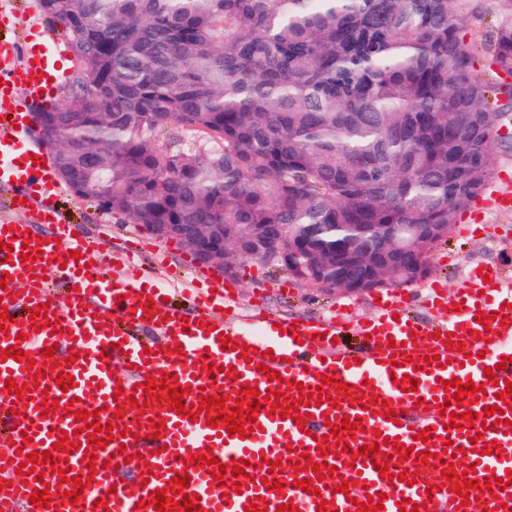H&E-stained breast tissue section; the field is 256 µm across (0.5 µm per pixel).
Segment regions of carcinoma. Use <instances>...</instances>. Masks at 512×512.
I'll return each instance as SVG.
<instances>
[{
    "instance_id": "carcinoma-1",
    "label": "carcinoma",
    "mask_w": 512,
    "mask_h": 512,
    "mask_svg": "<svg viewBox=\"0 0 512 512\" xmlns=\"http://www.w3.org/2000/svg\"><path fill=\"white\" fill-rule=\"evenodd\" d=\"M466 2L42 0L73 64L40 138L72 193L135 224L278 243L289 225V276L398 288L496 176L512 111V83L474 69ZM501 14L489 66L512 77V0ZM172 127L195 139L161 141Z\"/></svg>"
}]
</instances>
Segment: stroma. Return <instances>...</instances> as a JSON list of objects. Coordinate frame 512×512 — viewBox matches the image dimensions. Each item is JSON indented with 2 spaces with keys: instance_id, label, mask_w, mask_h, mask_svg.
<instances>
[{
  "instance_id": "1",
  "label": "stroma",
  "mask_w": 512,
  "mask_h": 512,
  "mask_svg": "<svg viewBox=\"0 0 512 512\" xmlns=\"http://www.w3.org/2000/svg\"><path fill=\"white\" fill-rule=\"evenodd\" d=\"M2 4L13 10L14 18L10 27L0 30V36L14 42L18 57H25L45 34L63 31L61 23L44 13L41 0H0ZM469 5L463 21L466 38L477 51L476 69L490 81L494 75L486 68L484 51L500 16V2L470 0ZM58 206L69 214L74 232L92 241H107V249L89 252L91 266L107 267L112 254L130 247L134 225L127 216L102 209L69 192L59 200ZM430 264L427 280L402 290L410 301L411 315L420 318L430 315L427 301L432 294V282L442 284L444 297L450 299L471 266L494 265L512 272V211H485L475 227L470 224L469 214H462L448 240L432 251ZM221 276L233 285L238 311L242 314L264 309L276 316L312 323L327 314L330 307L338 305L347 309L352 322L370 318L377 311L374 293L324 292L258 260L236 261Z\"/></svg>"
}]
</instances>
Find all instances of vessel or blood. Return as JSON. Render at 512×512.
<instances>
[{"mask_svg":"<svg viewBox=\"0 0 512 512\" xmlns=\"http://www.w3.org/2000/svg\"><path fill=\"white\" fill-rule=\"evenodd\" d=\"M15 47L0 42V187L11 189L14 197L8 212L0 214V273L11 274L6 289H0V305L12 318L0 331V352L18 346L29 355L26 363L7 358L0 362V512H47L31 503L30 496L39 483H47L51 493L72 491V483L60 482L58 475L46 474L43 481L23 484L14 475L28 454L43 452L57 443L59 431L77 434L79 450L68 456L73 475L87 483L78 503L60 505L58 512H156L151 493L167 488L179 475L190 476L185 495L195 496L203 512H245L246 506L265 500L268 512L293 503L297 512H317L326 502V512H357V506L369 498L383 496V512H401L400 501L410 499L419 512H457L465 506L476 512L477 505H463L459 494L451 492L450 480L442 479L443 470L466 473L483 480L505 477L512 470V457L489 453L491 443L512 445V425H504L503 414H495V424L458 429L438 410L446 395L444 383L453 379L483 385V392L464 398V411L483 413L496 405L499 384L512 380V280L499 268L487 266L470 270L453 300L435 297L431 320L422 322L410 316L402 295L382 296L378 316L358 323L357 330L367 346L354 354L337 343L342 333L338 317L304 324L292 319H274L263 315L239 317L231 306L232 292L223 279L211 276L210 295L191 301L188 309L176 308L167 299L166 289L156 287L142 264L116 254L111 258L109 275L99 274L88 265L91 243L73 235L65 219L47 206L46 201L62 187L48 178V150L32 153L33 137L28 122L26 101L42 102L53 82L65 75L62 51L56 42L40 45L21 64H14ZM44 199V206L30 210V201ZM19 213L32 214L35 221L56 228L54 239L34 243V263H23L22 246L26 224L16 222ZM13 243V252L3 251ZM63 289L68 300L58 304L54 291ZM150 298L151 307H143L141 298ZM44 306L48 328L36 329L31 317L36 306ZM491 314L489 325H481L480 313ZM237 340L239 350H222L223 337ZM463 343L460 352L447 350L446 342ZM53 348L52 357H44L45 348ZM273 354L264 362V354ZM426 358L424 369H415V358ZM214 363L216 372L205 370ZM267 364L268 373H260L259 364ZM234 376H227V369ZM175 375L185 388L186 414L168 407L167 393L147 399L146 380H160L162 373ZM292 380L287 398L314 392L322 375H330L349 386L347 393L334 394L332 401L308 407L299 406L296 418H284L262 404L254 422L255 430L239 438L227 427H210L206 415L199 412V396L225 395L226 405H234L240 390L251 387L259 396L278 390V380L269 373ZM71 375L69 390L52 383L59 374ZM418 380L415 391H406L401 376ZM31 384V398L19 400L15 391L6 390L7 379ZM56 398L58 407L42 413L38 405L46 397ZM376 398L365 409L356 397ZM425 406H417V399ZM400 411L399 421L388 420L386 409ZM79 410L98 411L100 425H111L113 439L106 448L97 449L83 435L77 422ZM197 413L190 421L189 413ZM358 419L362 431L333 434L331 426L343 418ZM432 429L433 438L420 442L424 429ZM33 430L30 441H23V430ZM326 437L331 448L324 455L317 450L318 437ZM399 438L404 447L428 452L426 464L412 460L390 467L397 485L382 480L373 460H384L393 453L391 438ZM377 444L376 456L360 455L368 444ZM310 455L313 465L337 467L338 473L318 482L317 494L304 492L301 481L313 478L311 469L293 470L295 453ZM211 454L220 464L235 465L247 460L241 489H234L233 475L213 478L210 468L191 463L196 454ZM135 456L138 482L128 485L124 473L126 456ZM279 461L278 472H271V461ZM471 471H464V464ZM274 475L281 480L282 492L263 485L262 479ZM415 475L407 484V475ZM348 481L347 493L337 492L339 481ZM102 507H95V500Z\"/></svg>","mask_w":512,"mask_h":512,"instance_id":"obj_1","label":"vessel or blood"}]
</instances>
